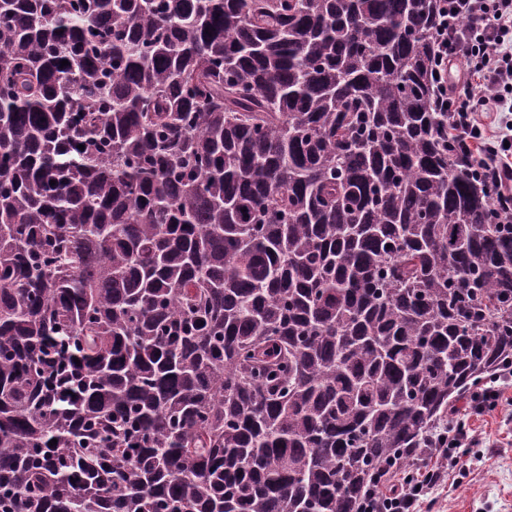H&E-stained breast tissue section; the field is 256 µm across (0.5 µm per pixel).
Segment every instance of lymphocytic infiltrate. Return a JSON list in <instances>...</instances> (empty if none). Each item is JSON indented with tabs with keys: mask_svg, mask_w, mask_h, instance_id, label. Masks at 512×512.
<instances>
[{
	"mask_svg": "<svg viewBox=\"0 0 512 512\" xmlns=\"http://www.w3.org/2000/svg\"><path fill=\"white\" fill-rule=\"evenodd\" d=\"M436 39L434 107L449 113L453 126L480 146L477 173L493 189L499 207L512 216V159L506 141L512 124L497 133L488 129L487 112H512V0H442ZM464 63L463 83L448 81L452 65ZM481 92H472L473 84ZM463 425L453 419L438 423L419 449L421 474L392 468L377 474L366 491L360 512H416L422 496L442 486L456 466V448L468 444Z\"/></svg>",
	"mask_w": 512,
	"mask_h": 512,
	"instance_id": "obj_1",
	"label": "lymphocytic infiltrate"
}]
</instances>
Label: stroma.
I'll return each mask as SVG.
<instances>
[{"label":"stroma","instance_id":"35a3bbf8","mask_svg":"<svg viewBox=\"0 0 512 512\" xmlns=\"http://www.w3.org/2000/svg\"><path fill=\"white\" fill-rule=\"evenodd\" d=\"M458 418L487 441L457 449V467L443 487L420 501L418 512H512V387L495 410L477 415L464 406Z\"/></svg>","mask_w":512,"mask_h":512}]
</instances>
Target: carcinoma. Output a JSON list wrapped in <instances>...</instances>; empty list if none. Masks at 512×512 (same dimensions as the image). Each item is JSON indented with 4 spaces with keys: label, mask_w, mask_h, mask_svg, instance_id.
Masks as SVG:
<instances>
[{
    "label": "carcinoma",
    "mask_w": 512,
    "mask_h": 512,
    "mask_svg": "<svg viewBox=\"0 0 512 512\" xmlns=\"http://www.w3.org/2000/svg\"><path fill=\"white\" fill-rule=\"evenodd\" d=\"M439 10L0 0V512H358L512 362Z\"/></svg>",
    "instance_id": "obj_1"
}]
</instances>
